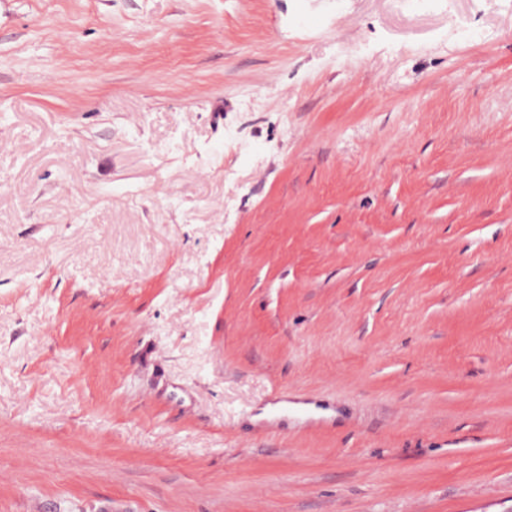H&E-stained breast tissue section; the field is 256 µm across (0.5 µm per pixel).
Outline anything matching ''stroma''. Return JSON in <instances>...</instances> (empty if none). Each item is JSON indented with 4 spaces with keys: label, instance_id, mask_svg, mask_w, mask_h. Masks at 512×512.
<instances>
[{
    "label": "stroma",
    "instance_id": "35a3bbf8",
    "mask_svg": "<svg viewBox=\"0 0 512 512\" xmlns=\"http://www.w3.org/2000/svg\"><path fill=\"white\" fill-rule=\"evenodd\" d=\"M0 512H512V0H0Z\"/></svg>",
    "mask_w": 512,
    "mask_h": 512
}]
</instances>
